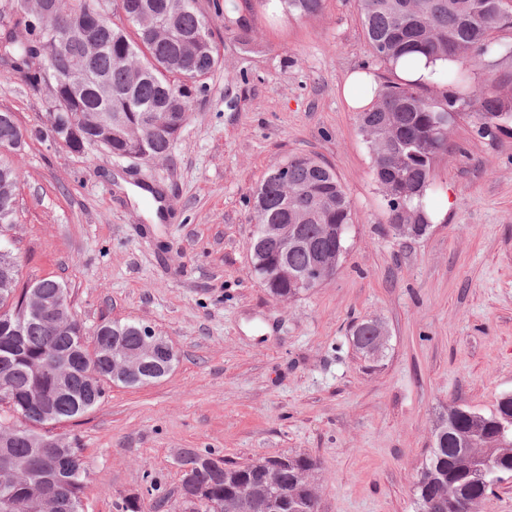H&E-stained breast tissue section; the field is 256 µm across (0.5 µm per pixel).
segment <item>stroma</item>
<instances>
[{
	"mask_svg": "<svg viewBox=\"0 0 512 512\" xmlns=\"http://www.w3.org/2000/svg\"><path fill=\"white\" fill-rule=\"evenodd\" d=\"M201 4L224 68L167 157L106 161L50 138L17 157L21 285L56 280L87 330L143 323L177 353L164 377L110 385L101 405L54 426L85 461L82 512H122L132 496L144 512H171L151 483L177 499L180 455L205 448L235 464L310 455L319 512H416L438 418L512 392V125L483 134L459 117L428 192L434 220L399 238L342 96L356 69L394 79L364 39L357 0H325L306 18L262 0ZM492 38L499 51L471 66V82L512 81V28ZM0 110L30 129L46 96L0 66ZM296 153L333 168L353 224L336 276L282 302L251 271L252 195ZM139 184L160 193L159 221L134 197ZM365 319L388 331L377 362L351 342Z\"/></svg>",
	"mask_w": 512,
	"mask_h": 512,
	"instance_id": "stroma-1",
	"label": "stroma"
}]
</instances>
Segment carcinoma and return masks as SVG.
Returning <instances> with one entry per match:
<instances>
[{"label": "carcinoma", "instance_id": "1", "mask_svg": "<svg viewBox=\"0 0 512 512\" xmlns=\"http://www.w3.org/2000/svg\"><path fill=\"white\" fill-rule=\"evenodd\" d=\"M43 0H12L0 9V62L34 89L52 80V59L44 46L76 12L99 0H55L52 23L38 25ZM324 0H278L290 17H311L323 10ZM112 15L96 33L98 49L88 52L77 41L72 59L95 71L111 88L104 99L89 88L81 96V111L69 114L53 101L43 129L35 137L59 136L72 151L96 145L100 123L112 122V141L101 146L103 158L122 159L134 153L163 158L192 109L194 96L205 80L223 65L220 48L212 38L210 19L200 0H111ZM500 0H358L365 38L374 55L393 67L410 53L448 58L457 68L441 75L433 85L390 83L381 97L357 117L359 131L368 143L374 180L383 196L386 222L395 234L420 238L427 233V191L437 159L448 152V129L466 114L480 123L512 119V97L501 86L474 84L469 67L495 54L499 46L490 35L512 28V12L500 11ZM24 136L10 112H0V146ZM18 166L15 149L0 151V271L12 269V282L0 278V308L8 306L15 325L0 323V387H10L12 405H0V430L18 434L11 446H0V467L15 461L38 468H56L44 488L19 476L8 498L0 494V512H39L41 495L50 492L60 512H75L81 504L85 462L74 441L58 447L34 448L22 435L33 424L46 426L40 402L53 406L51 423L81 416L100 405L111 380V362L122 353L139 348L145 325L106 322L92 335L73 314L69 293L59 282L35 281L40 293L55 299L71 314L62 327L29 316L26 289H18L20 263L6 244L16 223ZM256 224L252 238L253 273L271 297L294 300L306 293L295 276L308 272L314 254L303 246L316 241L336 252L342 261L345 236L342 225L352 224L350 199L326 163L294 154L275 168L255 194ZM288 224L297 239L282 243L266 237L265 227ZM381 322L363 320L352 328L356 349L376 358L385 349L377 334ZM101 348L99 378L91 383L81 359ZM65 355L71 371L70 392L57 391L56 372L42 367L49 356ZM468 448L487 453L501 470L512 471V397L501 395L492 411L482 414L466 407H452L435 428L434 448L415 483L416 501L436 502L434 512H481L489 487L479 476L481 462ZM183 479L175 508L178 512H253L255 501L280 503L278 512H318V495L312 475L316 462L305 454H279L251 463L229 466L211 450H188L179 459ZM249 489L250 498L239 495Z\"/></svg>", "mask_w": 512, "mask_h": 512}]
</instances>
